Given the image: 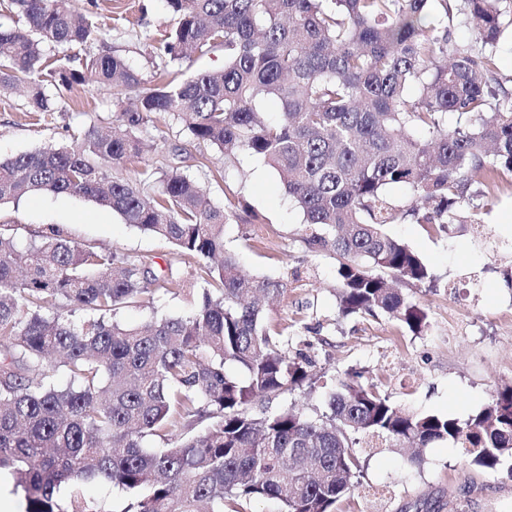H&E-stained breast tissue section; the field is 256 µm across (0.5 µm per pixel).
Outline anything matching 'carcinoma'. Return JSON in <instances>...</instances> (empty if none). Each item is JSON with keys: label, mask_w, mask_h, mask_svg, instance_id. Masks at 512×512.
<instances>
[{"label": "carcinoma", "mask_w": 512, "mask_h": 512, "mask_svg": "<svg viewBox=\"0 0 512 512\" xmlns=\"http://www.w3.org/2000/svg\"><path fill=\"white\" fill-rule=\"evenodd\" d=\"M165 2L177 22L157 54L186 69L154 85L110 51L70 53L100 36L71 0L5 5L25 27L0 28V93L26 82L33 111L49 115L59 100L45 85L70 92L90 72L134 103L69 146L0 160V204L37 192L92 200L171 243L204 283L188 314L130 325L117 313L178 270L76 245L54 227L24 249L0 231V472L25 512H97L91 483L123 491L122 512H241L260 498L280 512H336L375 440L399 451L447 443L512 481L511 383L466 419L401 408L356 371L312 415L294 404L253 412L311 374L266 324L262 300L284 283L241 274L224 245L241 205L213 202L177 166L112 174L161 120L226 159L262 160L283 177L308 244L336 254L339 315L384 314L420 334L428 311L402 287L435 277L385 226L476 216L512 175V104L496 73L512 0ZM450 22L472 41L452 40ZM216 49L224 70L187 73ZM392 186L411 191L409 204L389 200Z\"/></svg>", "instance_id": "carcinoma-1"}]
</instances>
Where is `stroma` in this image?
<instances>
[{
  "mask_svg": "<svg viewBox=\"0 0 512 512\" xmlns=\"http://www.w3.org/2000/svg\"><path fill=\"white\" fill-rule=\"evenodd\" d=\"M80 13H94L107 45L135 67L147 83L163 66L156 53L174 20L164 0H74ZM116 98L111 86L88 81L69 97L60 112L39 122L28 117L21 91L0 96V159L48 145L69 144L88 125L111 121ZM149 149L128 162L123 175L135 176L159 154L194 175L215 201L238 195L261 218L254 225L238 218L225 225L224 237L240 270L248 276L282 280L286 290L266 308L268 322L285 327L282 346L304 353L319 392L298 389L270 403V410L294 404L305 411L319 407L323 390L347 370L385 389L395 404L419 412L459 418L482 407L498 386L512 381V285L503 275L512 267V188L501 190L477 223L437 227L390 224L389 234L406 242L437 277L433 288L409 294L426 306L431 325L413 335L381 316L343 318L335 297L336 259L312 248L310 233L293 206L279 174L256 159L227 162L212 148L200 167L194 148L175 155L186 134L173 124L162 151H155L153 130L143 131ZM220 169L221 179L211 177ZM15 229L20 242L35 232L57 227L78 244H92L123 255L151 254L160 265L178 267L180 292L166 294L119 312L139 324L152 317H178L190 310L185 290L192 267L165 241L124 224L111 210L92 201L36 193L0 205V225ZM336 512H512V481L472 465L461 449L437 443L419 449L415 461L380 446L371 450L358 490L343 498Z\"/></svg>",
  "mask_w": 512,
  "mask_h": 512,
  "instance_id": "35a3bbf8",
  "label": "stroma"
}]
</instances>
